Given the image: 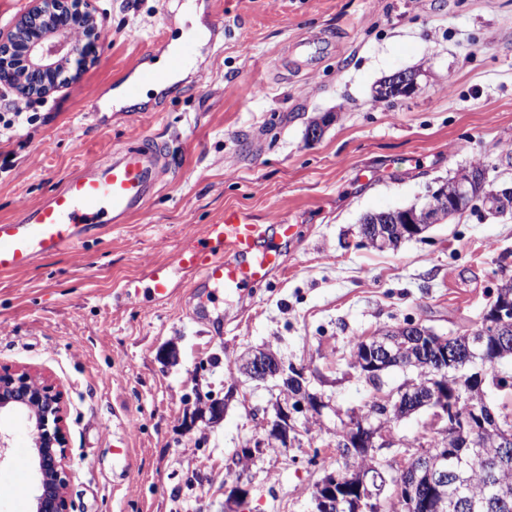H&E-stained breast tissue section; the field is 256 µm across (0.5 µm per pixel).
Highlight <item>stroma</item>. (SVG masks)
<instances>
[{
  "instance_id": "35a3bbf8",
  "label": "stroma",
  "mask_w": 512,
  "mask_h": 512,
  "mask_svg": "<svg viewBox=\"0 0 512 512\" xmlns=\"http://www.w3.org/2000/svg\"><path fill=\"white\" fill-rule=\"evenodd\" d=\"M100 46L77 81L44 99L22 138H0V222L58 189L76 165L139 136L166 141L172 174L147 213L61 253L0 275V364L28 368L65 394L71 512H310L341 460L340 417L371 388L349 363L354 340L413 321L438 334L475 321L512 277V215L467 211L397 249L359 243L361 217L421 203L473 161L489 184L512 180V0H94ZM224 18L215 46L206 25ZM199 35L195 62L124 106L121 85L161 34ZM319 55L302 62L296 42ZM419 73L420 90L377 100L380 82ZM98 86L83 99L78 88ZM330 121L308 141L309 123ZM228 207L258 224L285 221L281 265L244 296L194 287L174 256ZM163 269L158 299L149 272ZM138 292L130 306L126 292ZM270 345L305 367L332 413L289 449L233 464L258 431L270 384L234 359ZM176 347V362L164 351ZM227 398L222 421L185 428L196 391ZM427 411L392 428L391 473L425 442ZM0 512H32L15 495L36 483L30 431L0 415ZM123 451H116L118 440Z\"/></svg>"
}]
</instances>
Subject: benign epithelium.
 <instances>
[{
    "mask_svg": "<svg viewBox=\"0 0 512 512\" xmlns=\"http://www.w3.org/2000/svg\"><path fill=\"white\" fill-rule=\"evenodd\" d=\"M80 39H73L74 35ZM99 24L91 0H33L32 6L13 24L0 29V85L25 97L44 99L65 83L63 77L71 65L81 67L96 54ZM419 90L417 74L400 71L380 87V98L389 101L398 95L409 96ZM488 182V168L473 163L463 168L455 179L431 190L420 205L381 213V222L361 225V232L371 242L393 248L413 239L443 215L467 210L486 209L499 215L512 213V181L502 182L490 200L478 192ZM494 344L504 355L512 347V299L503 298L480 314L477 328L459 339L455 334L439 335L420 323H407L360 340L354 369L375 391L373 408L367 414L354 411L349 421L336 431V447L344 455L362 454L368 464L345 478L333 471L317 483L311 512H343L350 504L354 512H382L385 504L395 507L413 498L414 489L425 484L437 496L436 512L448 504V456L434 463L422 452L398 474L390 475L377 452L391 448L385 428L393 422L427 409L432 411L430 429L445 445L470 448L478 435L496 429L499 445L512 447V430L498 428L496 400L481 391L480 413L470 423L474 436L464 434V423L457 414L458 393L448 386L461 383L448 377L446 370L466 362L473 348ZM420 359L435 368L431 378L419 385L409 379L397 389L383 392V373L390 368L407 370ZM237 372L248 380L275 381L279 395L263 409L259 429L263 434L236 452V460H251L267 448H291L298 441L300 429L296 415L322 419L330 402L312 391L305 370L285 367L268 346L248 350L235 360ZM224 401H203L186 417L192 428L198 422L216 423L224 418ZM27 412L31 429V447L39 477L35 512H69L66 489L67 439L64 429V395L51 382L26 369L0 366V413Z\"/></svg>",
    "mask_w": 512,
    "mask_h": 512,
    "instance_id": "1",
    "label": "benign epithelium"
}]
</instances>
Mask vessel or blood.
<instances>
[{
  "instance_id": "b4317fda",
  "label": "vessel or blood",
  "mask_w": 512,
  "mask_h": 512,
  "mask_svg": "<svg viewBox=\"0 0 512 512\" xmlns=\"http://www.w3.org/2000/svg\"><path fill=\"white\" fill-rule=\"evenodd\" d=\"M196 51V35H185L171 52L173 68L184 66ZM169 77L159 68H138L136 80L123 93L139 97L142 85L158 86ZM170 172L166 147L150 137L113 150L103 161L74 168L58 190L20 208L11 223H0V275L25 270L44 257L80 253L85 239L102 226L145 214ZM266 232L245 211L228 208L221 223L203 227L201 244L183 249L174 262L216 291L231 294L257 287L280 265L277 249L263 243Z\"/></svg>"
}]
</instances>
